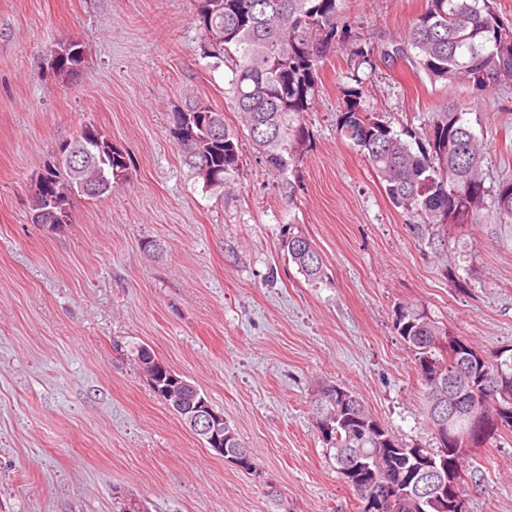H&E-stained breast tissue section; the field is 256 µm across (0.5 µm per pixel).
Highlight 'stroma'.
Instances as JSON below:
<instances>
[{"label": "stroma", "mask_w": 512, "mask_h": 512, "mask_svg": "<svg viewBox=\"0 0 512 512\" xmlns=\"http://www.w3.org/2000/svg\"><path fill=\"white\" fill-rule=\"evenodd\" d=\"M425 0H342L335 52L287 171L244 143L223 196L189 177L169 116L198 99L242 123L227 68L200 55L194 0H0V512H359L320 437L325 384L358 393L406 444L434 447L398 310L414 307L479 350L512 346V224L415 231L337 129L345 33L382 50ZM75 37L71 79L46 51ZM465 102L488 188L512 178V82L485 91L376 59L363 110L409 137ZM91 125L130 155L111 194L74 196L48 233L29 199L58 146ZM320 252L312 282L281 248ZM148 346L235 428L254 467L208 448L159 400L132 352ZM469 512H512V431L472 449Z\"/></svg>", "instance_id": "35a3bbf8"}]
</instances>
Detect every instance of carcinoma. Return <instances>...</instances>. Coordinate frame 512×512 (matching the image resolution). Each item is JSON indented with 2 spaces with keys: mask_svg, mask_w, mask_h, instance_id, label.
Wrapping results in <instances>:
<instances>
[{
  "mask_svg": "<svg viewBox=\"0 0 512 512\" xmlns=\"http://www.w3.org/2000/svg\"><path fill=\"white\" fill-rule=\"evenodd\" d=\"M197 26L201 41L217 36L209 49L201 50L212 69L223 66L230 71L224 93L231 99L249 132L250 140L266 167L282 172L294 162L299 147L309 137L301 115L310 109L318 88L321 61L335 49L336 16L340 0H196ZM425 9L410 23L405 40L392 47V55L410 58L430 80L446 84H466L484 90L503 81H512V24L500 19L492 0H425ZM54 73L72 77L85 58L83 44L71 39ZM415 54L410 56L405 48ZM354 63L345 92V105L338 119V130L359 148L389 198L397 207L424 218L448 231L450 224L480 222L486 199L493 196L494 208L502 224L512 223V181L504 180L494 191L485 187L481 169L485 161L480 138L465 118L462 104L450 103L433 118L417 148L401 138L385 117L364 112L361 67H374V49L359 43L350 46ZM201 102L191 101L182 108L194 118V134H183L176 141L190 176L208 191L224 193L233 181L242 156L238 133L224 123V113L209 106L199 111ZM220 129L219 138L208 133ZM71 149L91 151L83 169L47 166L38 182L46 192L31 196L30 212L41 213L54 200L71 205L72 193L89 198L112 192L114 184L125 179L129 157L92 126H86L69 142ZM209 168V179L200 175L202 165ZM288 257L311 280L321 277L320 254L302 235L290 233L281 243ZM396 330L414 354L415 370L427 406L428 419L436 448L424 450L444 456L452 463L457 449L477 448L493 438L488 432L471 443L462 432L467 421L461 418L443 432L433 408L430 376L451 372L470 355L468 375L459 389L463 401L483 418L506 409L508 419L502 427L512 428V348L487 354L465 339L453 336L448 328L417 308L404 307L396 317ZM336 390L324 386L312 404L315 419L323 417L332 405L324 396ZM357 399L356 410L336 408L343 424L332 432L329 450L336 464L350 449L373 456L375 449L386 448L397 468L398 489L386 500L383 512H440L432 505L419 506L409 495L413 481L410 446L399 442L369 411L364 399Z\"/></svg>",
  "mask_w": 512,
  "mask_h": 512,
  "instance_id": "cac0c4a2",
  "label": "carcinoma"
}]
</instances>
